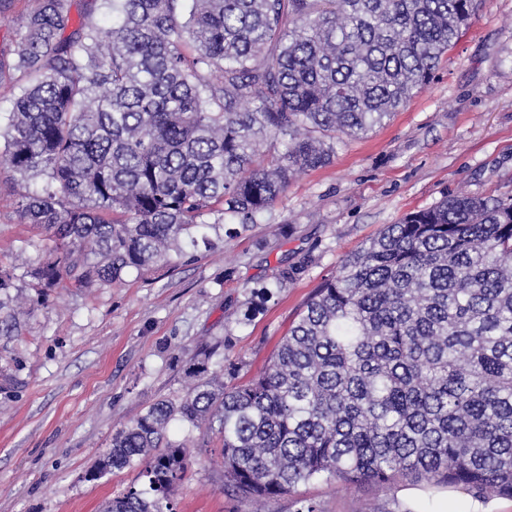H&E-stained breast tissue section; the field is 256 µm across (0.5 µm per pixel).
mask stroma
I'll list each match as a JSON object with an SVG mask.
<instances>
[{
	"label": "stroma",
	"mask_w": 512,
	"mask_h": 512,
	"mask_svg": "<svg viewBox=\"0 0 512 512\" xmlns=\"http://www.w3.org/2000/svg\"><path fill=\"white\" fill-rule=\"evenodd\" d=\"M38 0H0V61ZM16 176L0 159V512H101L135 482L124 470L87 480L112 433L158 399L183 395V368L215 351L224 380L267 365L314 289L385 225L459 192L512 194V0H474L469 26L435 77L385 125L337 142L332 162L294 176L249 230L177 264L122 282L41 288L26 267L48 244L15 213ZM295 275L274 296L260 285ZM218 441L193 449L176 512H253L224 489ZM401 512L374 483L300 485L269 503L295 512Z\"/></svg>",
	"instance_id": "stroma-1"
}]
</instances>
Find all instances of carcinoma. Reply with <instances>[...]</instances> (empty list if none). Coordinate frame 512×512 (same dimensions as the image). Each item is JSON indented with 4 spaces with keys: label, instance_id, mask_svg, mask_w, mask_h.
<instances>
[{
    "label": "carcinoma",
    "instance_id": "obj_1",
    "mask_svg": "<svg viewBox=\"0 0 512 512\" xmlns=\"http://www.w3.org/2000/svg\"><path fill=\"white\" fill-rule=\"evenodd\" d=\"M70 0L19 24L25 78L3 158L22 222L51 246L27 274L111 285L260 223L293 176L329 164L425 86L473 0ZM265 142L284 151L269 160ZM211 354L183 396L112 434L89 478L140 469L102 512H175L199 430L224 485L269 503L313 480L404 478L512 497V194L407 213L315 289L264 370L224 384ZM179 423L189 436L168 437ZM70 4L72 26L68 31L77 26L78 22L86 16L92 17L103 26L108 27L112 25V16L105 15L102 10H99L98 4L88 0H71Z\"/></svg>",
    "mask_w": 512,
    "mask_h": 512
}]
</instances>
